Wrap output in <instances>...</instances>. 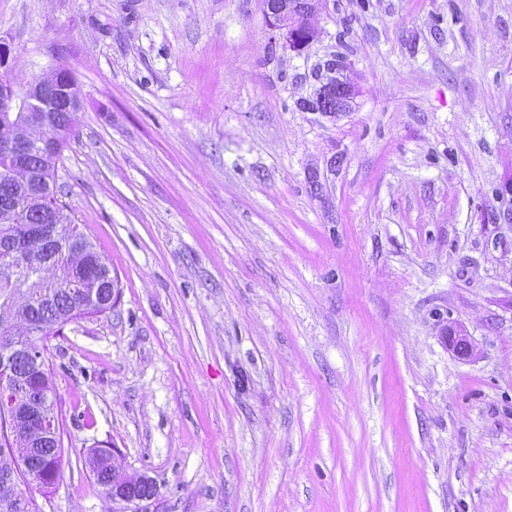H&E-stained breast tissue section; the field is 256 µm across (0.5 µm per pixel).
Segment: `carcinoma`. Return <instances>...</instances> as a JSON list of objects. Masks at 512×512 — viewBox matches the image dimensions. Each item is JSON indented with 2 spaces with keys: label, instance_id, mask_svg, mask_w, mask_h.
Here are the masks:
<instances>
[{
  "label": "carcinoma",
  "instance_id": "cac0c4a2",
  "mask_svg": "<svg viewBox=\"0 0 512 512\" xmlns=\"http://www.w3.org/2000/svg\"><path fill=\"white\" fill-rule=\"evenodd\" d=\"M313 9L311 0L291 2L295 20L306 26V36L310 38L315 33L311 21ZM340 96L341 93L334 89H325L315 99L306 101L304 109L331 112ZM8 119L16 126L17 136L28 141L30 149L19 160L0 153V253L21 256L34 250L41 257L17 275L0 272V318L8 321L10 335L30 338L32 352L13 354L12 366L18 376L36 382L41 375L50 374L44 352L37 342L80 318L77 308L83 298V288L102 305L101 311L112 307V272L106 259L78 226L71 223L64 213V205L27 203L28 194L33 190L32 179L51 175L54 156L42 146L48 136L46 129L25 124V115L19 112L9 113ZM53 119L55 124L72 132L74 117L66 102L59 103ZM60 221L69 223V235L64 238H57L49 231ZM71 283H77L81 288H71ZM31 400L46 412L58 415L51 381L46 380L43 386L35 388ZM61 462L62 445L55 439L42 441L19 458L12 453H0V472L17 465L28 476L24 486L17 491L0 484V500L19 494L22 506L17 512H37L33 489L46 486L54 474L60 472ZM89 464L97 482L106 490L122 483L126 485V492L138 499L150 498L155 492L149 480L137 482L119 477L110 453L94 451Z\"/></svg>",
  "mask_w": 512,
  "mask_h": 512
}]
</instances>
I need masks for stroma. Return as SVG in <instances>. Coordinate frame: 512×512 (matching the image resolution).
Wrapping results in <instances>:
<instances>
[{
    "label": "stroma",
    "instance_id": "obj_1",
    "mask_svg": "<svg viewBox=\"0 0 512 512\" xmlns=\"http://www.w3.org/2000/svg\"><path fill=\"white\" fill-rule=\"evenodd\" d=\"M315 24L293 48L264 0H0L6 71L76 81L57 189L113 280L44 341L40 512H512V0ZM335 54L349 110H303ZM94 448L155 495L109 500ZM448 350L459 358H471L475 355V346L464 330L448 328V334L443 336Z\"/></svg>",
    "mask_w": 512,
    "mask_h": 512
}]
</instances>
